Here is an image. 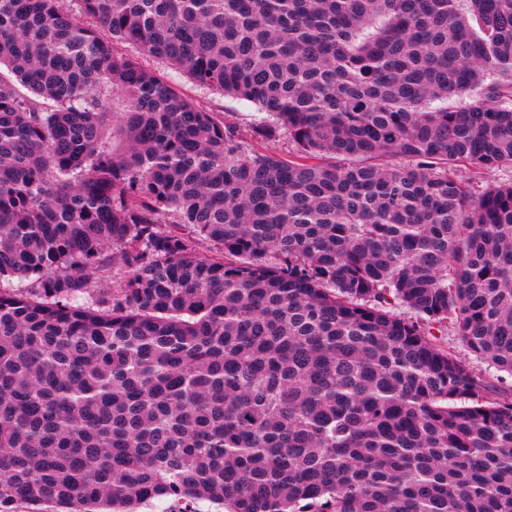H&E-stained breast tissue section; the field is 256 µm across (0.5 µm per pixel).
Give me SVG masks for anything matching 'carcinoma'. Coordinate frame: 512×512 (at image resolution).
Instances as JSON below:
<instances>
[{"mask_svg":"<svg viewBox=\"0 0 512 512\" xmlns=\"http://www.w3.org/2000/svg\"><path fill=\"white\" fill-rule=\"evenodd\" d=\"M78 2L0 0V512H512L426 331L512 376V0ZM143 63L159 71H164L172 77L174 85L185 95L194 100L200 107L208 112L218 114L226 126L236 128L240 136L250 139L249 127L253 121L256 107L249 102L236 100L219 93L197 86L186 75L171 70L161 61L153 58H144ZM459 174L471 180L476 189L481 190L487 185L500 183L512 179V168L499 167L485 170H472L467 166L459 167ZM431 331L436 335L435 337H437V339L434 340L458 357L469 362L475 369L484 372L487 368L485 364L475 358L473 353L466 347L461 337L458 336L451 327L448 326V329L444 328L442 332H438L436 328ZM487 370H489V368H487Z\"/></svg>","mask_w":512,"mask_h":512,"instance_id":"obj_1","label":"carcinoma"}]
</instances>
